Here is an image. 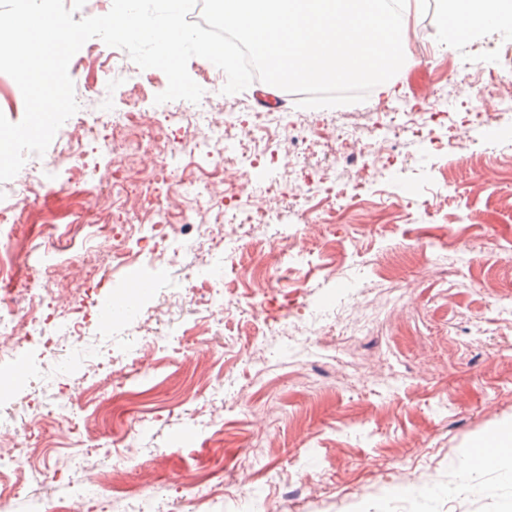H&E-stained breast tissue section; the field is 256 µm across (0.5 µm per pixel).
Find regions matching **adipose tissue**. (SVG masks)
<instances>
[{"label": "adipose tissue", "instance_id": "ef3b65f1", "mask_svg": "<svg viewBox=\"0 0 512 512\" xmlns=\"http://www.w3.org/2000/svg\"><path fill=\"white\" fill-rule=\"evenodd\" d=\"M444 24L450 42L469 41L489 30L512 33V0H447Z\"/></svg>", "mask_w": 512, "mask_h": 512}]
</instances>
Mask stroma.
<instances>
[{
  "instance_id": "1",
  "label": "stroma",
  "mask_w": 512,
  "mask_h": 512,
  "mask_svg": "<svg viewBox=\"0 0 512 512\" xmlns=\"http://www.w3.org/2000/svg\"><path fill=\"white\" fill-rule=\"evenodd\" d=\"M415 16L407 35L412 83L390 81L368 100L333 108L304 109L297 97L282 108L287 121L308 125L307 144L276 163L251 164L246 124L262 86L226 95L223 72L191 58L188 72L207 98L167 102L188 112L174 135L194 146L177 154L172 193L196 221L214 220L224 201L216 178L206 210L197 207L198 184L212 173L220 151L234 160L239 203L267 204L264 188L281 194L267 228L246 224L227 231L215 252L184 247L158 266L143 242L130 240L136 259L111 272L112 296L140 291L144 318L109 326L91 324L81 344L101 362L141 364L130 378L104 383L90 377L73 353L33 345L14 361L20 378L0 399V410L26 402L53 405L67 383L78 419L96 423L94 437L60 430L51 442L56 481L33 480L22 488L14 512H31V500H68L80 490L75 455L93 448L110 457L116 484L96 494L97 512H512V456L493 467L471 469L467 456L481 439L512 421V108L493 97L479 102L489 121H466L464 105L474 87L456 83L463 66L480 70L512 36L490 33L447 45L439 0ZM112 49L88 40L73 56L69 74L84 117L95 122L99 100L113 117L129 109L153 113L168 80L159 69L134 78L108 76ZM398 103L419 122L441 113L424 136L392 141L394 167L375 171L362 197H331L321 184L288 181L295 166L315 170L331 156L332 139L373 99ZM232 123L224 139L210 130L212 113ZM461 126L472 160L436 151L433 142ZM51 143L28 164L43 172V188L23 213L20 227L0 241L14 282L44 261L47 225L64 233L68 250L49 258L64 264L99 246L91 235L84 200L104 176L122 166L120 156L91 150L80 161L54 167ZM309 209L312 223L297 220ZM297 238L287 255L270 259L272 241ZM406 295L381 335L364 337L355 360L363 376L344 378L336 344L347 333L336 314L357 316L383 301L386 277ZM224 296V321L207 324L203 305L187 289ZM181 299L173 315L151 317L161 295ZM126 439L128 449L116 440ZM224 475V495H211L210 474ZM192 474V488L181 483Z\"/></svg>"
}]
</instances>
